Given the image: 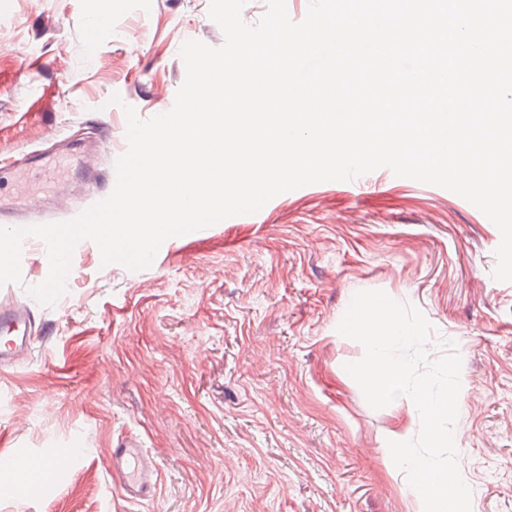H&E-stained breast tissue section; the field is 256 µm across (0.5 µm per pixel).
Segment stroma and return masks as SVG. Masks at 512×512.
<instances>
[{
    "mask_svg": "<svg viewBox=\"0 0 512 512\" xmlns=\"http://www.w3.org/2000/svg\"><path fill=\"white\" fill-rule=\"evenodd\" d=\"M210 0H0V161L45 151L36 171L0 182L20 208L30 192L72 194L66 222L92 206L52 134L111 126L101 166L124 154L125 106L167 112L186 77L183 42H224ZM120 96L113 104L112 96ZM497 227L439 186L386 167L280 194L259 212L168 238L131 271L76 243V269L51 306L27 294L50 265L22 246L27 356L0 369V471L19 454L72 448L55 495L0 512H420L384 450L419 432L405 399L375 410L346 372L363 346L337 326L353 296L381 290L420 309L462 356L457 436L472 512H512V282L492 273ZM159 468L152 499H127L108 462L118 440Z\"/></svg>",
    "mask_w": 512,
    "mask_h": 512,
    "instance_id": "stroma-1",
    "label": "stroma"
}]
</instances>
